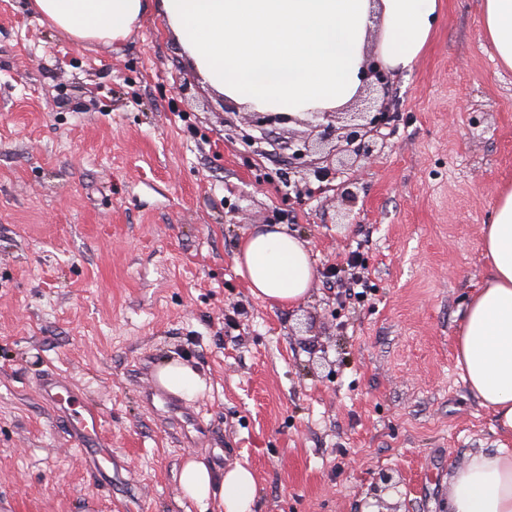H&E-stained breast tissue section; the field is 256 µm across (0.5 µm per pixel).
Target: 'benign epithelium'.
Segmentation results:
<instances>
[{
	"label": "benign epithelium",
	"instance_id": "obj_1",
	"mask_svg": "<svg viewBox=\"0 0 512 512\" xmlns=\"http://www.w3.org/2000/svg\"><path fill=\"white\" fill-rule=\"evenodd\" d=\"M365 85L383 94L390 84V74L372 56L365 61ZM392 114L387 102L367 99L357 112H257L249 113L247 128L239 130L242 142L260 154L263 145L279 146L288 151V169L306 172L305 188L299 195L315 196L327 189L325 182L336 178L341 170L353 167L374 156L378 149L381 129L388 125ZM319 186L312 187V181ZM380 485L374 488V502L367 506H384L383 495L397 491L392 475L379 473Z\"/></svg>",
	"mask_w": 512,
	"mask_h": 512
}]
</instances>
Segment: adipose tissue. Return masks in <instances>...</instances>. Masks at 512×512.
<instances>
[{"mask_svg": "<svg viewBox=\"0 0 512 512\" xmlns=\"http://www.w3.org/2000/svg\"><path fill=\"white\" fill-rule=\"evenodd\" d=\"M156 6L191 67L226 98L259 112L340 109L358 95L368 51L408 71L421 57L441 0H31L39 21L77 43L125 40ZM482 30L499 64L512 69V0H482ZM484 277L459 320L456 360L470 391L504 438L471 453L448 484L451 512H512V184L501 186L483 228ZM237 273L251 293L294 306L316 270L304 240L285 228H257L241 240ZM158 383L191 398L197 371L172 361ZM179 485L217 512H252L256 479L241 464L216 469L188 457Z\"/></svg>", "mask_w": 512, "mask_h": 512, "instance_id": "1", "label": "adipose tissue"}]
</instances>
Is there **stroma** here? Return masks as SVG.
<instances>
[{"label":"stroma","instance_id":"obj_1","mask_svg":"<svg viewBox=\"0 0 512 512\" xmlns=\"http://www.w3.org/2000/svg\"><path fill=\"white\" fill-rule=\"evenodd\" d=\"M481 7L442 0L429 47L393 75L396 119L347 172L343 224L335 191L289 197L301 174L282 183L225 134L156 10L126 41L79 44L0 0V512H204L178 486L192 454L248 464L253 512H360L382 469L402 481L387 503L450 512L454 468L500 440L455 351L482 227L512 183V70ZM262 226L312 252L293 307L236 272ZM174 360L206 382L184 415L150 395ZM51 373L102 412L104 469L39 396Z\"/></svg>","mask_w":512,"mask_h":512}]
</instances>
